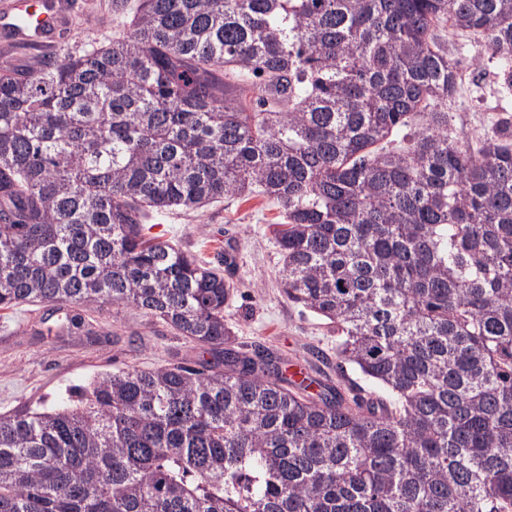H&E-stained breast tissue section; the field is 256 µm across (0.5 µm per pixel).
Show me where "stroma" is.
<instances>
[{
    "instance_id": "35a3bbf8",
    "label": "stroma",
    "mask_w": 512,
    "mask_h": 512,
    "mask_svg": "<svg viewBox=\"0 0 512 512\" xmlns=\"http://www.w3.org/2000/svg\"><path fill=\"white\" fill-rule=\"evenodd\" d=\"M74 20L69 36L81 45L122 35L112 0H70ZM465 117L460 140L479 148L498 117L492 82L462 86L448 106ZM282 209L260 195L225 198L195 211L155 215L147 233L176 244L211 265L224 264V244L239 248L237 292L224 317L241 351L260 344L284 361L308 364L311 351L336 371V336L324 319L289 302L278 280L280 256L272 227L285 223ZM200 350L161 320L122 306L94 309L25 304L0 310V417L49 408L76 395L97 377L120 369L170 364L199 366Z\"/></svg>"
}]
</instances>
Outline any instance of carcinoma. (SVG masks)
Instances as JSON below:
<instances>
[{"label":"carcinoma","instance_id":"cac0c4a2","mask_svg":"<svg viewBox=\"0 0 512 512\" xmlns=\"http://www.w3.org/2000/svg\"><path fill=\"white\" fill-rule=\"evenodd\" d=\"M124 35L0 60V309L127 306L211 356L0 417V512H512V114L449 132L476 37L512 98V0H136ZM262 195L288 301L336 327L310 394L224 323L153 212Z\"/></svg>","mask_w":512,"mask_h":512}]
</instances>
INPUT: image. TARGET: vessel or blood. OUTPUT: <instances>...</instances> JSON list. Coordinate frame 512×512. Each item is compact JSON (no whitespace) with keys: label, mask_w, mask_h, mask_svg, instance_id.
I'll return each mask as SVG.
<instances>
[{"label":"vessel or blood","mask_w":512,"mask_h":512,"mask_svg":"<svg viewBox=\"0 0 512 512\" xmlns=\"http://www.w3.org/2000/svg\"><path fill=\"white\" fill-rule=\"evenodd\" d=\"M65 0H0V39L31 51L52 49L70 28Z\"/></svg>","instance_id":"b4317fda"}]
</instances>
